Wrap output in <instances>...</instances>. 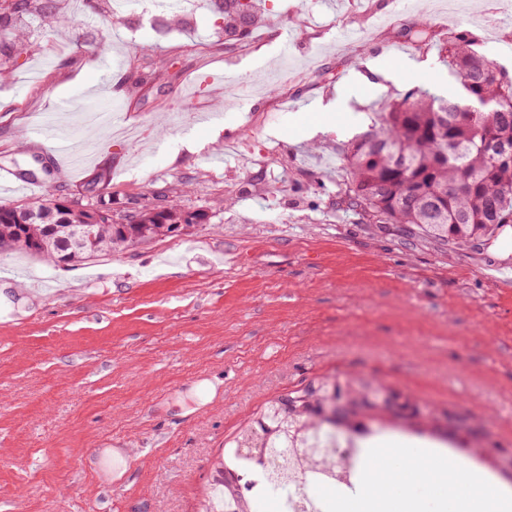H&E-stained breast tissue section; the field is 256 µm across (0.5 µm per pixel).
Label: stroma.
I'll list each match as a JSON object with an SVG mask.
<instances>
[{"instance_id":"35a3bbf8","label":"stroma","mask_w":512,"mask_h":512,"mask_svg":"<svg viewBox=\"0 0 512 512\" xmlns=\"http://www.w3.org/2000/svg\"><path fill=\"white\" fill-rule=\"evenodd\" d=\"M113 16L52 0L24 16L17 52L0 25V169L41 182L1 188L0 202L55 194L86 202L89 178L112 175L113 212L165 195L207 214L195 230L75 266L0 254V512H202L224 443L269 400L320 376L363 378L397 395L408 422L431 418L457 459L483 445L512 486V288L483 279L512 265V225L470 247L444 246L409 224H370L337 207L340 144L421 85L458 84L440 62L449 32L512 72V0H264L267 24L224 32L214 0L180 20ZM425 21L429 40L407 31ZM290 30L282 48L278 36ZM177 80L159 79L160 59ZM370 58L386 71L358 75ZM203 104L224 129L174 108L209 77ZM118 105L145 133L86 120L91 100ZM340 102L307 139L312 107ZM53 137L95 150L76 174ZM207 150H175L185 135ZM217 397L190 410V388ZM118 444L134 464L121 489L95 466Z\"/></svg>"}]
</instances>
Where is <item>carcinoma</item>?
Returning a JSON list of instances; mask_svg holds the SVG:
<instances>
[{"instance_id":"1","label":"carcinoma","mask_w":512,"mask_h":512,"mask_svg":"<svg viewBox=\"0 0 512 512\" xmlns=\"http://www.w3.org/2000/svg\"><path fill=\"white\" fill-rule=\"evenodd\" d=\"M252 15L224 10V31L233 34ZM464 34L448 37L442 62L459 84L457 94L444 98L412 89L384 112L371 128L341 147L346 178L339 188V204L373 224H413L445 244L468 246L512 224V75L473 48ZM31 205L0 203V253L24 251L45 256L56 264L83 262L114 248L128 249L163 237H174L172 224L197 218L168 198L135 202L133 222L115 224L109 213L99 216L92 243L43 224H17ZM333 382L320 379L305 389L269 402L251 424L241 429L218 464L239 484L214 483L209 512H255L246 483L249 466L266 468L264 480L289 484L295 461L279 455L277 470L266 467L277 444L303 446V460L332 472L336 468V436L350 425V417L371 407L378 387L368 380L349 383L351 409L321 415L309 409L320 402Z\"/></svg>"}]
</instances>
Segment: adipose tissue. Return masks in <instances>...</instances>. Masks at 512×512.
Instances as JSON below:
<instances>
[{
  "mask_svg": "<svg viewBox=\"0 0 512 512\" xmlns=\"http://www.w3.org/2000/svg\"><path fill=\"white\" fill-rule=\"evenodd\" d=\"M334 512H512V492L426 448H379L356 492H335Z\"/></svg>",
  "mask_w": 512,
  "mask_h": 512,
  "instance_id": "obj_1",
  "label": "adipose tissue"
}]
</instances>
